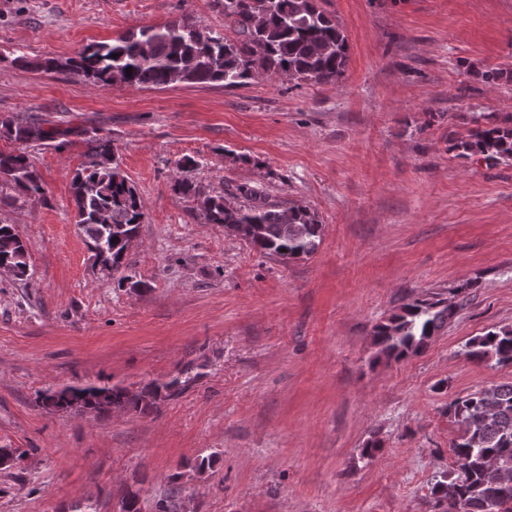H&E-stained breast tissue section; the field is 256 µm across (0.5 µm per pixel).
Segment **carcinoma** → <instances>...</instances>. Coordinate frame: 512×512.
<instances>
[{
	"mask_svg": "<svg viewBox=\"0 0 512 512\" xmlns=\"http://www.w3.org/2000/svg\"><path fill=\"white\" fill-rule=\"evenodd\" d=\"M224 27L234 37L206 31L186 19L142 26L109 42L93 43L76 56L47 58L37 66L69 73L100 88L115 84L161 88L176 82L220 83L241 88L270 76L333 83L345 74L348 42L336 18L319 0H224ZM132 73H127V68ZM0 128L24 144L52 140L62 132L35 128L0 117ZM452 149L497 164L512 160V125H476ZM196 161H177L175 193L192 197L207 224H221L240 234L261 253L297 259L314 254L322 224L301 206L271 204L257 187L239 186L227 196L210 195L190 175ZM0 182L23 198L45 199L46 191L28 152L21 147L0 152ZM77 224L96 262L120 270L129 244L137 238L143 211L140 196L123 175L112 141L95 140L88 160L72 178ZM22 280L29 277L27 245L10 224H0V267ZM441 300L417 299L401 313L379 323L373 342L379 354L401 360L423 351L455 313ZM468 358L512 364V327H500L469 340ZM176 381L153 384L140 392L120 386L64 388L43 395L50 411L105 414L127 407L147 410L170 395ZM448 412L462 425L450 446L455 469L442 475L432 495L454 512H512V492L505 495L493 463L512 473V383L484 388L456 398Z\"/></svg>",
	"mask_w": 512,
	"mask_h": 512,
	"instance_id": "obj_1",
	"label": "carcinoma"
}]
</instances>
